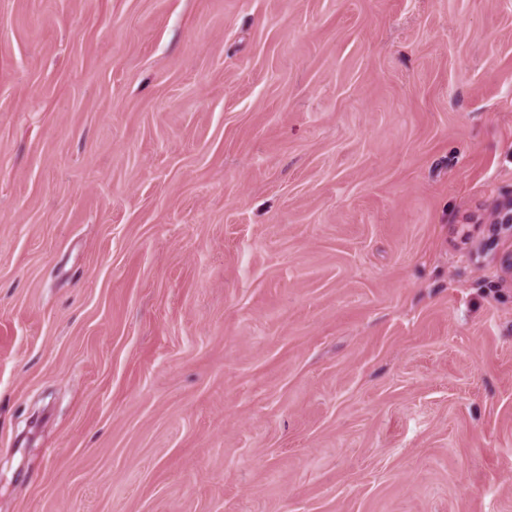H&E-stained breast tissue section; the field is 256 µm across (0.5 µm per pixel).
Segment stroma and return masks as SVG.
I'll use <instances>...</instances> for the list:
<instances>
[{
    "label": "stroma",
    "mask_w": 512,
    "mask_h": 512,
    "mask_svg": "<svg viewBox=\"0 0 512 512\" xmlns=\"http://www.w3.org/2000/svg\"><path fill=\"white\" fill-rule=\"evenodd\" d=\"M512 0H0V512H512Z\"/></svg>",
    "instance_id": "35a3bbf8"
}]
</instances>
